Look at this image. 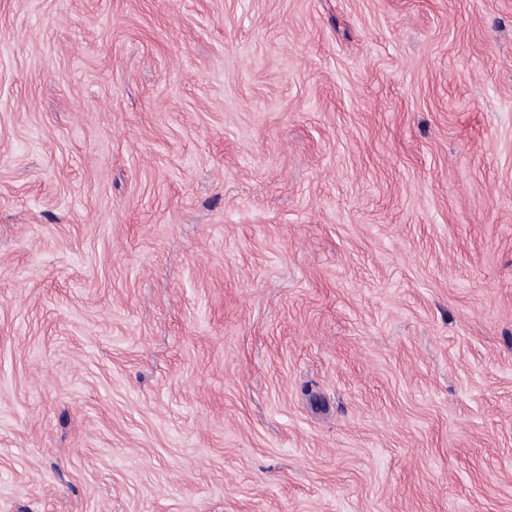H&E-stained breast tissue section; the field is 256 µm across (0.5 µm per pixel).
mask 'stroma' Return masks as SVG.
Returning <instances> with one entry per match:
<instances>
[{
  "instance_id": "stroma-1",
  "label": "stroma",
  "mask_w": 512,
  "mask_h": 512,
  "mask_svg": "<svg viewBox=\"0 0 512 512\" xmlns=\"http://www.w3.org/2000/svg\"><path fill=\"white\" fill-rule=\"evenodd\" d=\"M0 512H512V0H0Z\"/></svg>"
}]
</instances>
